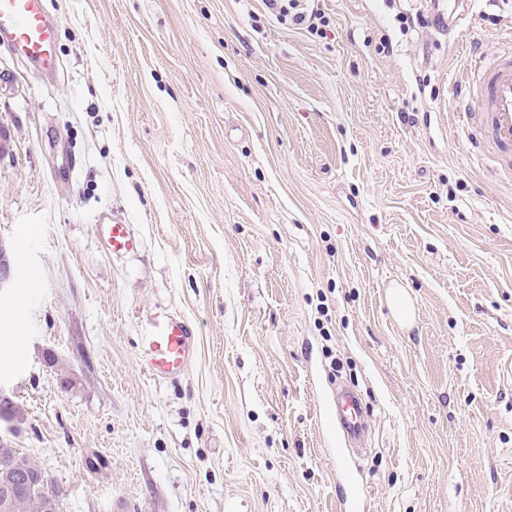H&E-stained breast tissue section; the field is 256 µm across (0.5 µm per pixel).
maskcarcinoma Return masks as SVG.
<instances>
[{
  "mask_svg": "<svg viewBox=\"0 0 512 512\" xmlns=\"http://www.w3.org/2000/svg\"><path fill=\"white\" fill-rule=\"evenodd\" d=\"M28 474L37 482L15 491L7 512H61L63 489L9 442L0 443V484Z\"/></svg>",
  "mask_w": 512,
  "mask_h": 512,
  "instance_id": "carcinoma-1",
  "label": "carcinoma"
}]
</instances>
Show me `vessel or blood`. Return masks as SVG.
<instances>
[{"label": "vessel or blood", "mask_w": 512, "mask_h": 512, "mask_svg": "<svg viewBox=\"0 0 512 512\" xmlns=\"http://www.w3.org/2000/svg\"><path fill=\"white\" fill-rule=\"evenodd\" d=\"M504 42L493 60L482 61L475 73L465 74L457 93L456 132L469 136L473 123H481L485 139L473 140L475 155L485 149L499 158L512 157V31L501 33ZM0 41L21 56L47 69L55 68V30L49 22L47 0H0ZM113 256L139 252L142 241L134 225L116 217L99 224ZM196 333L183 316L167 309L155 310L139 339L136 362L150 379L174 381L187 370L196 352ZM324 427L345 440L359 437L363 426V400L350 388L337 390L323 407ZM338 502L342 512H360L363 491L346 461L336 464Z\"/></svg>", "instance_id": "obj_1"}]
</instances>
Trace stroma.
Here are the masks:
<instances>
[{
  "label": "stroma",
  "instance_id": "1",
  "mask_svg": "<svg viewBox=\"0 0 512 512\" xmlns=\"http://www.w3.org/2000/svg\"><path fill=\"white\" fill-rule=\"evenodd\" d=\"M423 6L319 0L322 36L264 0H48L55 73L0 48V437L63 512H338L340 383L365 512H512V176L451 125L512 0L455 37L401 26ZM159 307L197 327L173 382L136 364ZM112 255L120 257L137 253L142 247V241L134 224H127L121 217H113L112 221L95 222ZM323 417L327 431H337L347 441L356 439L364 426L361 395L350 388L337 390L324 404Z\"/></svg>",
  "mask_w": 512,
  "mask_h": 512
}]
</instances>
